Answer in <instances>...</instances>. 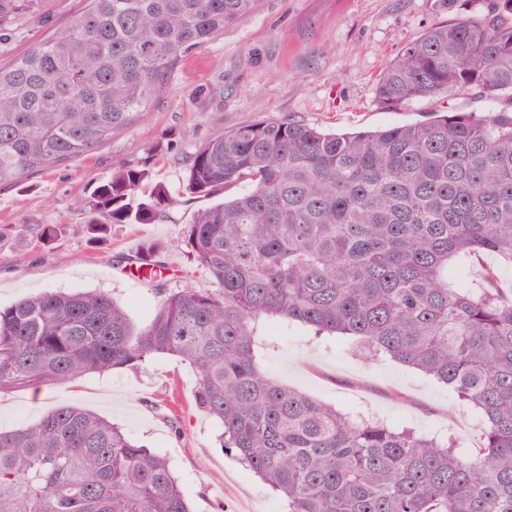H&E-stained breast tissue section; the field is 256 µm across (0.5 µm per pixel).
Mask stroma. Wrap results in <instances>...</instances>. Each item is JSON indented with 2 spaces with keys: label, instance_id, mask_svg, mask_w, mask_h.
Here are the masks:
<instances>
[{
  "label": "stroma",
  "instance_id": "1",
  "mask_svg": "<svg viewBox=\"0 0 512 512\" xmlns=\"http://www.w3.org/2000/svg\"><path fill=\"white\" fill-rule=\"evenodd\" d=\"M87 0H40L21 24L0 32V65L66 26ZM480 0H261L258 9L185 56L142 119L81 158L0 190V225H53L50 243L0 239V306L48 290L110 292L135 324L163 299L145 271L128 263L144 241L164 245L171 289H207L209 275L184 256V230L210 196L189 193L187 157L224 129L262 119H295L326 131L376 130L425 120L435 105L410 100L390 110L375 85L410 40L480 11ZM128 164L177 200L151 224L111 225L105 244L89 240V204L112 172ZM261 369L342 411L453 440L472 452L478 413L447 386L386 358L366 359L349 339L318 336L298 323L267 321L255 348ZM196 376L158 355L136 368L40 389L0 394V429L37 420L61 405L90 410L165 457L193 512H286L284 501L221 447V423L195 402ZM401 400H394V393Z\"/></svg>",
  "mask_w": 512,
  "mask_h": 512
}]
</instances>
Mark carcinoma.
Here are the masks:
<instances>
[{"instance_id": "obj_1", "label": "carcinoma", "mask_w": 512, "mask_h": 512, "mask_svg": "<svg viewBox=\"0 0 512 512\" xmlns=\"http://www.w3.org/2000/svg\"><path fill=\"white\" fill-rule=\"evenodd\" d=\"M38 0H0V31ZM259 0H89L41 44L0 67V189L79 158L144 115L181 59ZM469 92L451 109L379 130L325 133L255 120L201 144L187 189L247 190L197 212L187 260L215 287L167 293L142 328L104 291L45 292L0 307V393L139 366L160 354L197 376L221 447L288 512H512V298L497 274L461 285L459 259L512 264V0L408 42L375 86L388 108ZM147 169L112 172L91 203L110 224H151L165 188L134 208ZM58 228L0 227V237ZM134 263L163 278V247ZM278 317L346 336L450 387L480 414L476 451L352 417L257 365L259 323ZM0 512H192L168 460L76 406L0 430Z\"/></svg>"}]
</instances>
